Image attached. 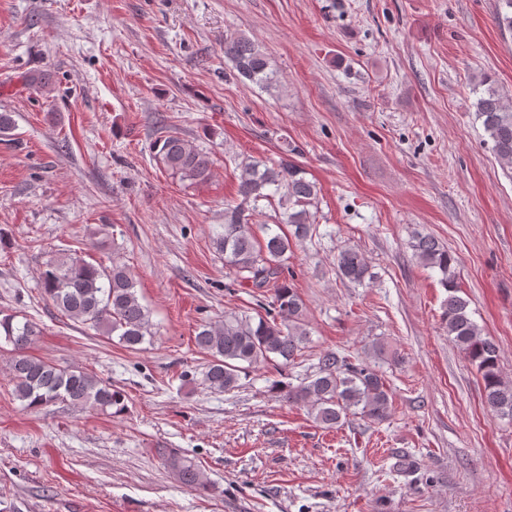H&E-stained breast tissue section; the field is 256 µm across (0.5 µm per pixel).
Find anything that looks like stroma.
Segmentation results:
<instances>
[{"instance_id": "35a3bbf8", "label": "stroma", "mask_w": 512, "mask_h": 512, "mask_svg": "<svg viewBox=\"0 0 512 512\" xmlns=\"http://www.w3.org/2000/svg\"><path fill=\"white\" fill-rule=\"evenodd\" d=\"M496 0H0V313L40 330L34 356L121 388L109 415L34 412L0 351V499L19 512H512V420L483 400L450 343L438 270L413 231L455 256L472 319L512 380V171L475 114L484 76L512 96V33ZM265 48L280 87L237 79L224 39ZM48 72L52 82L31 84ZM172 132L212 161L180 180L152 143ZM289 155L320 188L318 232L289 260L311 342L295 365L253 369L235 390L201 383L197 327L255 314L211 239L236 202L240 163ZM358 248L373 277L336 274ZM62 253L127 265L154 337L138 349L61 316L40 270ZM390 416L333 429L268 392L321 352L366 360ZM201 465L207 490L165 465Z\"/></svg>"}]
</instances>
